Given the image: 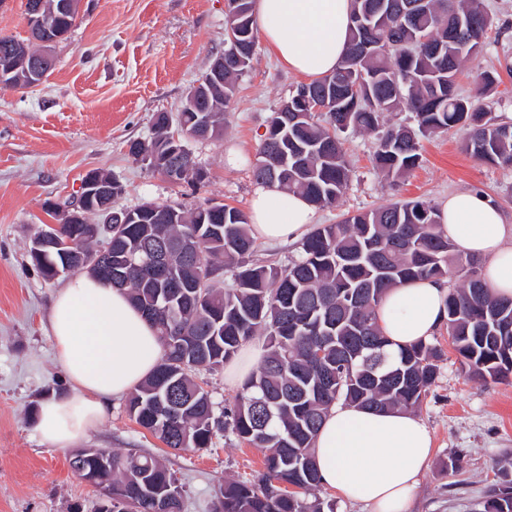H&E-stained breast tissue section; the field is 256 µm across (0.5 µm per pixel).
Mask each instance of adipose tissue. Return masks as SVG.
Listing matches in <instances>:
<instances>
[{"label": "adipose tissue", "instance_id": "ef3b65f1", "mask_svg": "<svg viewBox=\"0 0 512 512\" xmlns=\"http://www.w3.org/2000/svg\"><path fill=\"white\" fill-rule=\"evenodd\" d=\"M352 0H255L266 47L297 74L317 79L342 64L350 40ZM316 209L296 192L257 186L250 200L255 238L302 241ZM441 229L456 251L482 258V277L497 297L512 298V224L500 205L476 190L449 195ZM447 280L421 279L389 289L377 324L393 347L429 341L446 318ZM49 324L68 393L41 402L37 430L57 448L83 440L106 417L113 397L149 377L163 348L155 327L126 290L89 273L71 279L53 300ZM433 454L432 435L413 412L355 404L332 406L313 447L324 488L371 512H410Z\"/></svg>", "mask_w": 512, "mask_h": 512}]
</instances>
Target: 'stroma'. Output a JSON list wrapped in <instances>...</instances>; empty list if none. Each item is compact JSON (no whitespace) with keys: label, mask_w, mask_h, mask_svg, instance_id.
<instances>
[{"label":"stroma","mask_w":512,"mask_h":512,"mask_svg":"<svg viewBox=\"0 0 512 512\" xmlns=\"http://www.w3.org/2000/svg\"><path fill=\"white\" fill-rule=\"evenodd\" d=\"M484 3L497 25L484 50L465 62L459 89L473 93L476 75L498 72L495 90L480 102L495 119L512 123V0ZM225 20V0H84L75 27L55 48L48 80L23 93L0 90V512H97L100 504L99 492L71 471L70 449L44 443L37 431L41 400L68 387L47 324L66 279L44 280L28 256L37 229L53 221L48 203L72 201L82 177L100 169L123 186L112 202L116 209L206 200L248 207L267 120L304 82L264 44H257L237 83L223 137L186 141L208 172L204 182H168L128 154L131 141L150 138L154 113H178L190 87L223 51ZM467 135L460 128L421 139L419 166L392 179L373 164L375 134L342 133L351 182L335 206L318 209V223L334 224L398 199L438 208L466 189L494 198L512 222V167L473 159L463 149ZM231 147L244 152L242 168L225 167ZM431 341L445 356L416 413L435 448L412 512H475L494 463L512 462V378L472 380L446 329ZM83 445L161 456L185 488L184 512H210L219 484L263 470V451L230 436L217 435L200 450L166 448L129 417L121 396ZM455 453L463 470L446 466Z\"/></svg>","instance_id":"stroma-1"}]
</instances>
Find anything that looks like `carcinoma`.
Returning a JSON list of instances; mask_svg holds the SVG:
<instances>
[{
    "mask_svg": "<svg viewBox=\"0 0 512 512\" xmlns=\"http://www.w3.org/2000/svg\"><path fill=\"white\" fill-rule=\"evenodd\" d=\"M233 35L247 49L256 45L254 0H234ZM351 40L342 66L331 77L303 84L288 98L293 111L271 125L258 149L267 167H253L256 183L306 196L317 208L335 205L350 179L339 134L374 132L382 115L405 109L417 130L398 126L377 138L375 167L399 177L418 166V136L458 126L469 129L464 148L475 160L512 166V124L496 123L475 99L458 91L462 63L486 44L494 17L483 0H352ZM76 15L57 13L50 34L26 39L34 55L39 41L70 32ZM370 45L363 50L364 45ZM355 71H350V67ZM249 67L224 57V86L203 95L197 112L177 113L178 127L211 119L214 138ZM329 91L328 110L308 111L306 96ZM168 130L152 123L148 142L131 145L164 152ZM89 202L81 224H61L73 250L107 259L95 248ZM439 211L422 200L346 215L314 228L300 254L282 264L253 260L255 240L243 210L207 203L158 205L118 224L112 263H144L146 245L170 247L163 274L130 272L112 283L127 289L155 325L164 354L154 373L131 394L129 416L172 450L208 447L225 432L265 451L256 480L227 481L215 491L212 512H334L302 495L321 486L312 461L317 432L335 404L379 410H412L435 384L443 352L420 343L394 352L380 331L375 309L391 288L415 279L448 277L452 243L439 228ZM30 259L43 278L65 260L51 250ZM462 284L448 289V334L468 376L497 382L512 375V299L496 298L482 281L477 260L461 265ZM232 284L224 287V276ZM256 336L264 337V363L250 374L231 405L220 406L192 376L215 371ZM320 347L317 357L313 348ZM103 462L84 459L98 483L112 491V512H182L185 489L165 461L135 449L105 450ZM480 512H512V471L497 470Z\"/></svg>",
    "mask_w": 512,
    "mask_h": 512,
    "instance_id": "1",
    "label": "carcinoma"
}]
</instances>
